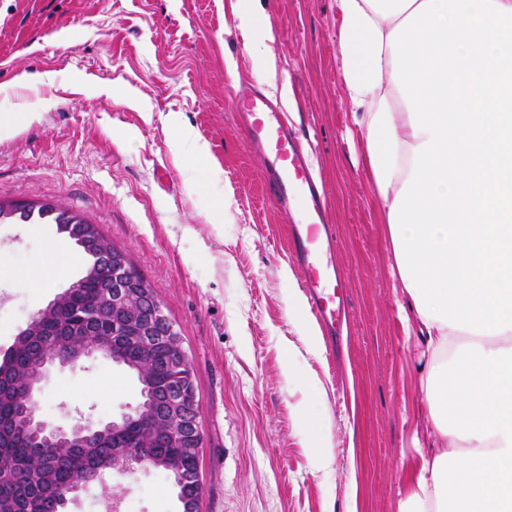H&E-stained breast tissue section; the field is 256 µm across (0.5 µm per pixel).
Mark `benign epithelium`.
I'll return each instance as SVG.
<instances>
[{
    "instance_id": "benign-epithelium-1",
    "label": "benign epithelium",
    "mask_w": 512,
    "mask_h": 512,
    "mask_svg": "<svg viewBox=\"0 0 512 512\" xmlns=\"http://www.w3.org/2000/svg\"><path fill=\"white\" fill-rule=\"evenodd\" d=\"M108 265L114 272L117 283L109 291L103 293L93 307L99 311L102 318L112 321L120 328L121 332L125 333L123 340L128 342V349L135 352L141 350L146 357L155 349V342L148 337L139 335V332L144 330L149 317L164 324L163 341L169 348L178 350V365L175 366V369L180 371L178 374L180 380L171 387V390L163 392L152 374L150 363L142 362L136 365V368L145 380L146 388L142 395V401L136 406L128 408L119 417L105 423L80 419L68 428L54 426L37 415L38 395L51 371L56 368L72 366L80 358L90 357L96 353L112 356L107 347V337L91 334L75 335L69 340L68 349L49 350L42 347L33 356L23 382V391L18 397L19 417L23 418L24 429L37 442L64 445L81 452L87 448L98 447L101 436L105 435L108 430L112 431L114 435L129 431L131 425L146 415H152L156 405L159 404L164 411V419L157 426L160 443L173 446L183 444L185 453L198 456L203 448V437L197 422L193 371L182 349L180 336H178L173 322L161 308L155 305L149 295H142L138 301V306L143 310V314L139 315L135 312L131 306L126 284L123 283L126 276V263L122 257L118 255L110 257ZM144 466L154 467L156 463L149 458L140 457L133 451L113 455L112 463L108 468L92 472L81 483L62 488L53 503V512H66L68 504L75 500L80 491L91 483L102 481L106 470L127 474ZM201 496L202 486L200 485L190 495L184 492L179 494L181 512H199Z\"/></svg>"
}]
</instances>
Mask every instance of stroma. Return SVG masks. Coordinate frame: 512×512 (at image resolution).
<instances>
[{
    "mask_svg": "<svg viewBox=\"0 0 512 512\" xmlns=\"http://www.w3.org/2000/svg\"><path fill=\"white\" fill-rule=\"evenodd\" d=\"M237 0H0V113L32 121L0 128V203H51L96 224L124 251L174 322L193 369L204 447L200 512H397L404 475L425 430L417 411L418 352L401 328L385 226L351 141L343 102L335 0H262L269 44L291 89L283 110L322 180L348 275L336 346L287 380L284 349L299 279L289 264L287 215L269 198L246 144L234 93L259 85L234 20ZM42 83L16 84L17 75ZM209 145L221 182L177 155L179 127ZM233 198L220 210L225 188ZM0 220V256L42 263L56 226L41 235ZM35 311L26 279L0 280V354ZM325 403L302 409L304 380ZM140 400L134 372L103 354L55 371L37 414L57 426L110 421ZM319 427H312V420ZM334 444L316 469L315 429ZM180 512L168 472L105 474L69 512Z\"/></svg>",
    "mask_w": 512,
    "mask_h": 512,
    "instance_id": "35a3bbf8",
    "label": "stroma"
}]
</instances>
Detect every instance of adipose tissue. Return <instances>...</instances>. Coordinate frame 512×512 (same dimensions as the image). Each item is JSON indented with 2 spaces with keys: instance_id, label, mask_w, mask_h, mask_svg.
<instances>
[{
  "instance_id": "1",
  "label": "adipose tissue",
  "mask_w": 512,
  "mask_h": 512,
  "mask_svg": "<svg viewBox=\"0 0 512 512\" xmlns=\"http://www.w3.org/2000/svg\"><path fill=\"white\" fill-rule=\"evenodd\" d=\"M343 96L386 226L402 331L426 369L428 449L399 512H512V0H335ZM259 77L274 38L259 0L235 12ZM52 245L35 294L78 267ZM289 365L316 354L301 295Z\"/></svg>"
}]
</instances>
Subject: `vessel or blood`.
<instances>
[{
  "label": "vessel or blood",
  "mask_w": 512,
  "mask_h": 512,
  "mask_svg": "<svg viewBox=\"0 0 512 512\" xmlns=\"http://www.w3.org/2000/svg\"><path fill=\"white\" fill-rule=\"evenodd\" d=\"M237 101L246 142L261 159L263 178L274 200L293 213L288 250L303 274L310 316L323 336L332 338L337 318L348 305V292L345 275L330 258L333 237L325 196L281 108L252 88L240 91Z\"/></svg>",
  "instance_id": "b4317fda"
}]
</instances>
